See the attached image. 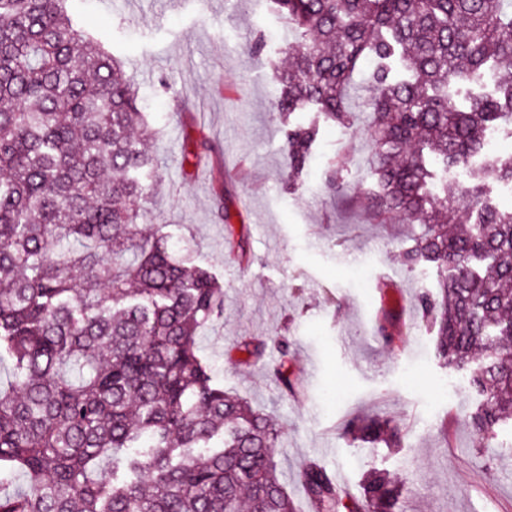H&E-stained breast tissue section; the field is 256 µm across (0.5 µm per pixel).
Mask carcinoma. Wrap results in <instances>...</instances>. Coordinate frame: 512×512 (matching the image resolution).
I'll list each match as a JSON object with an SVG mask.
<instances>
[{
	"label": "carcinoma",
	"instance_id": "1",
	"mask_svg": "<svg viewBox=\"0 0 512 512\" xmlns=\"http://www.w3.org/2000/svg\"><path fill=\"white\" fill-rule=\"evenodd\" d=\"M67 0H0V512H295L267 417L224 391L198 334L224 312V286L169 235L143 234L159 159L138 92L120 63L66 10ZM296 41L278 72L288 183L316 143L313 108L349 118L346 89L375 59L367 130L388 223L420 225L403 252L436 269L421 297L438 356L483 397L472 417L489 445L512 420V211L483 193L512 184V156L475 167L490 132L512 129V0H271ZM408 76L393 79L387 61ZM490 93L456 104L452 89ZM469 170L444 183L433 166ZM364 443L400 447L384 419H353ZM308 512H396L390 479L369 475L345 497L316 464L302 472Z\"/></svg>",
	"mask_w": 512,
	"mask_h": 512
}]
</instances>
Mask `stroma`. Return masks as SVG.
<instances>
[{"label": "stroma", "instance_id": "stroma-1", "mask_svg": "<svg viewBox=\"0 0 512 512\" xmlns=\"http://www.w3.org/2000/svg\"><path fill=\"white\" fill-rule=\"evenodd\" d=\"M78 23L117 55L155 129L161 167L146 203L147 231L186 241L224 285V315L199 334L202 354L227 392L270 416L281 431L275 460L297 512L308 463L340 473L361 495L370 471L400 491L401 512H512V428L497 447L479 444L471 418L482 400L435 353L419 297L433 268L400 261L417 227L387 224L358 200L375 190L366 112L374 96L367 61L347 90L351 125L325 122L309 167L289 188L284 132L272 104L286 59L283 19L264 0H149L128 12L110 0H68ZM261 38V55L247 44ZM206 144L207 158L184 165ZM347 188L332 192V169ZM390 312L402 333L377 332ZM288 342L287 393L273 375L276 349L240 366V346ZM447 400H439L440 391ZM396 423L402 445L346 436L349 420Z\"/></svg>", "mask_w": 512, "mask_h": 512}]
</instances>
